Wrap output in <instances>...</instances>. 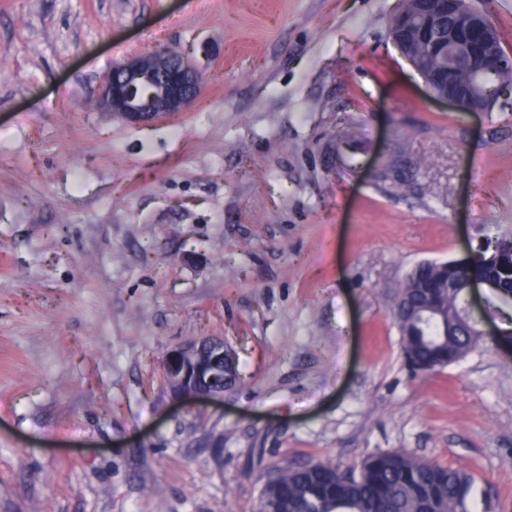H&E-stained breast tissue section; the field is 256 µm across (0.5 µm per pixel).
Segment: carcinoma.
Segmentation results:
<instances>
[{
    "mask_svg": "<svg viewBox=\"0 0 512 512\" xmlns=\"http://www.w3.org/2000/svg\"><path fill=\"white\" fill-rule=\"evenodd\" d=\"M497 258L479 261L472 272L496 280L502 297L512 296V240L496 246ZM460 271L448 263H426L416 279L430 284ZM432 300L445 318L457 313L460 300L433 292ZM402 334V349H413L426 376L446 366L447 352L466 356L476 342L469 336L443 338L437 321L418 322L416 313L391 308ZM474 475L467 469L427 461L407 450L380 452L349 470L324 462L300 466L276 465L269 469L254 512H468Z\"/></svg>",
    "mask_w": 512,
    "mask_h": 512,
    "instance_id": "carcinoma-1",
    "label": "carcinoma"
}]
</instances>
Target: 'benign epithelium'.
I'll list each match as a JSON object with an SVG mask.
<instances>
[{"instance_id": "obj_1", "label": "benign epithelium", "mask_w": 512, "mask_h": 512, "mask_svg": "<svg viewBox=\"0 0 512 512\" xmlns=\"http://www.w3.org/2000/svg\"><path fill=\"white\" fill-rule=\"evenodd\" d=\"M390 37L432 94L458 111L485 112L512 88V54L474 0H401ZM464 60L476 64L465 100L458 85ZM201 88V77L188 60L156 44L112 66L94 93V105L135 124L187 111ZM482 285L500 292L496 281L476 276L435 287L461 293L462 322L473 338L489 336L497 344L512 346L511 332L476 328L472 313ZM164 379L175 397L199 400L224 396L239 375L232 349L222 340L205 338L172 350L164 362Z\"/></svg>"}]
</instances>
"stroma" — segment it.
<instances>
[{"mask_svg": "<svg viewBox=\"0 0 512 512\" xmlns=\"http://www.w3.org/2000/svg\"><path fill=\"white\" fill-rule=\"evenodd\" d=\"M399 0H0V512H253L275 463L407 449L512 512V354L424 378L390 316L424 262L512 237V97L437 101ZM164 42L203 89L91 96ZM223 339L239 381L164 361ZM143 85L154 88L152 98L138 96ZM201 88V77L188 60L170 47L156 44L112 66L94 93V105L135 124L187 111ZM164 379L176 398L199 400L223 397L239 375L232 349L223 340L205 338L172 350Z\"/></svg>", "mask_w": 512, "mask_h": 512, "instance_id": "35a3bbf8", "label": "stroma"}]
</instances>
